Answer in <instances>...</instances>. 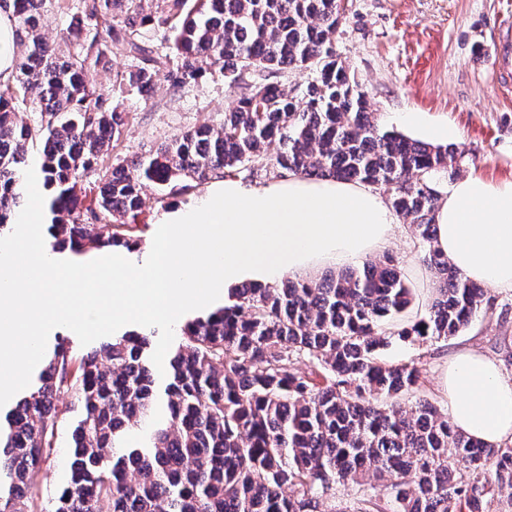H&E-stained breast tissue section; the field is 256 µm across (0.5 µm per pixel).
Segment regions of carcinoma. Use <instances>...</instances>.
Returning <instances> with one entry per match:
<instances>
[{"label": "carcinoma", "instance_id": "cac0c4a2", "mask_svg": "<svg viewBox=\"0 0 512 512\" xmlns=\"http://www.w3.org/2000/svg\"><path fill=\"white\" fill-rule=\"evenodd\" d=\"M148 2L0 0L20 48L12 79L0 82V231L23 203L34 143L55 252L137 248L150 184L187 191L242 168L359 181L383 189L414 227L435 297L411 315L390 256L360 274L245 285L185 323L162 374L145 334L107 336L81 357L62 338L0 417V512H31L28 473L57 447L65 394L83 416L55 512H338L336 486L350 483L359 496L347 512H501L493 503H512V446L457 432L425 396L403 401L422 386L423 363L379 356L393 342L446 341L490 301L433 247V179L457 175L456 149L380 128L336 54L341 0ZM51 15L67 22L49 39ZM118 56L133 62L115 76L120 90L147 99L163 70L176 95L217 71L237 90L235 105L218 126L118 157L129 115L86 79ZM287 69L315 77L295 93L276 81ZM23 107L38 113L35 124ZM80 182L96 194L79 197Z\"/></svg>", "mask_w": 512, "mask_h": 512}]
</instances>
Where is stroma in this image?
Listing matches in <instances>:
<instances>
[{
  "instance_id": "obj_1",
  "label": "stroma",
  "mask_w": 512,
  "mask_h": 512,
  "mask_svg": "<svg viewBox=\"0 0 512 512\" xmlns=\"http://www.w3.org/2000/svg\"><path fill=\"white\" fill-rule=\"evenodd\" d=\"M512 12V0H347L336 33V52L349 66L367 94L382 129L404 132L399 116L423 112L433 121L448 124L458 134L454 146L461 157L460 176L476 175L492 183L512 180V82L498 71L512 64L503 22ZM130 60L117 57L111 68L90 71L87 78L113 93L112 101L129 114L118 148L120 156L145 155L167 138L203 123L220 124L237 96L221 75L207 76L198 86L172 95L164 75H157L152 99L135 91H113V77L131 70ZM196 185L178 189H148L136 262L148 261L161 230L157 214L174 202H194L204 192ZM413 290V310H424L433 298V279L424 251L409 225H402L387 250ZM105 250L76 255L61 253L65 268L53 272L58 288H66L70 266L95 277L98 287L112 283V266ZM491 306L482 308L471 325L448 341L423 346L395 344L385 358H422L426 379L422 389L436 404H443L439 376L445 363L459 351L472 349L495 359L505 380L512 381V291L492 289ZM181 323L125 320L113 328L101 326L95 315L82 324L48 322L40 341L39 362L58 337L68 338L76 353L93 348L109 333L154 331L153 359L165 368L180 340ZM68 450L54 448L36 468L30 485L37 495V512H53L59 488L66 482Z\"/></svg>"
}]
</instances>
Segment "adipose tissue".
Here are the masks:
<instances>
[{
    "label": "adipose tissue",
    "mask_w": 512,
    "mask_h": 512,
    "mask_svg": "<svg viewBox=\"0 0 512 512\" xmlns=\"http://www.w3.org/2000/svg\"><path fill=\"white\" fill-rule=\"evenodd\" d=\"M438 192L436 248L467 278L512 291V181L471 175ZM160 221L165 230L150 264L113 258L121 273L110 292H97L79 276L68 292L75 301L67 304L49 279L56 255L37 246L44 210L15 213L20 230L0 244V379L13 387L24 382L46 319L78 325L88 307L104 326L130 316L171 319L245 284L357 266L384 250L399 226L372 186L292 172L251 186L231 176L215 179L196 204L170 206ZM439 385L456 429L491 446L512 442V382L495 359L461 351Z\"/></svg>",
    "instance_id": "ef3b65f1"
}]
</instances>
